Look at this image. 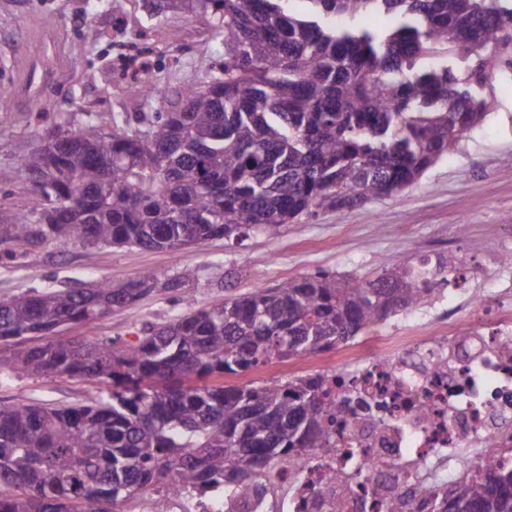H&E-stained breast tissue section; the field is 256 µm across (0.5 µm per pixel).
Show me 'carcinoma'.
Returning <instances> with one entry per match:
<instances>
[{"instance_id": "1", "label": "carcinoma", "mask_w": 512, "mask_h": 512, "mask_svg": "<svg viewBox=\"0 0 512 512\" xmlns=\"http://www.w3.org/2000/svg\"><path fill=\"white\" fill-rule=\"evenodd\" d=\"M214 19L224 61L167 112H93L21 155L31 211L0 207V250L73 240L177 256L182 243L261 232L415 184L494 106L512 66V0H182ZM384 14L376 28L365 19ZM393 263L362 281L327 272L215 301L122 347L55 337L157 286L33 289L0 297V376L89 384V404L0 401V512H122L152 487L258 488L256 465L336 447L320 374L226 385L273 360L353 340L425 302L447 271ZM438 512H512V469L444 493Z\"/></svg>"}]
</instances>
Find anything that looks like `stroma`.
Listing matches in <instances>:
<instances>
[{
    "mask_svg": "<svg viewBox=\"0 0 512 512\" xmlns=\"http://www.w3.org/2000/svg\"><path fill=\"white\" fill-rule=\"evenodd\" d=\"M123 0L120 9L88 15L84 0H0V86L31 83L53 111L79 121L94 105L99 127L111 131L115 112L170 110L165 93L207 81L224 43L212 18L169 0ZM130 39L152 36L159 57L155 73L162 93L151 103L130 95L112 75L111 45L90 41L89 29ZM495 109L454 153L432 165L406 190L341 213L304 216L277 236L248 233L238 241L212 239L185 249L180 258L136 247L79 243L26 245L0 258V296L31 289L78 288L107 277L119 286L154 270L160 284L138 301L79 328L96 342L138 343L150 329L225 297L313 275L319 271L364 279L388 262L478 255L486 247H512V68L493 78ZM35 99L0 101V168H14L22 154L40 146L46 121L33 115ZM343 346L275 361L235 376L234 384L287 379L333 367ZM87 386L63 378L17 373L0 383V400L77 405L90 402Z\"/></svg>",
    "mask_w": 512,
    "mask_h": 512,
    "instance_id": "stroma-1",
    "label": "stroma"
}]
</instances>
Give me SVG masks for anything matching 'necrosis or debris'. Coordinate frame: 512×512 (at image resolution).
Masks as SVG:
<instances>
[{"label": "necrosis or debris", "instance_id": "4bbe7bcc", "mask_svg": "<svg viewBox=\"0 0 512 512\" xmlns=\"http://www.w3.org/2000/svg\"><path fill=\"white\" fill-rule=\"evenodd\" d=\"M423 311V336L350 351L328 371L336 448L271 463L254 496L170 492L142 512H431L445 490L488 466L512 467V254L457 255Z\"/></svg>", "mask_w": 512, "mask_h": 512}]
</instances>
